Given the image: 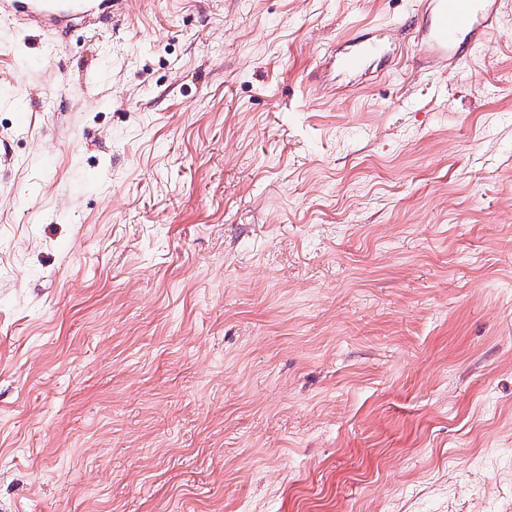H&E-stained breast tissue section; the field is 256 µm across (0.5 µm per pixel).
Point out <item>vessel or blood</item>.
<instances>
[{"label": "vessel or blood", "mask_w": 512, "mask_h": 512, "mask_svg": "<svg viewBox=\"0 0 512 512\" xmlns=\"http://www.w3.org/2000/svg\"><path fill=\"white\" fill-rule=\"evenodd\" d=\"M498 0H423L430 17L419 30L423 53L458 63L479 51L496 23ZM24 17L50 34L67 33L76 19L90 18L87 0H0V19Z\"/></svg>", "instance_id": "b4317fda"}]
</instances>
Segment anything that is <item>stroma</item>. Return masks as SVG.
<instances>
[{
  "label": "stroma",
  "instance_id": "stroma-1",
  "mask_svg": "<svg viewBox=\"0 0 512 512\" xmlns=\"http://www.w3.org/2000/svg\"><path fill=\"white\" fill-rule=\"evenodd\" d=\"M419 2L0 21V512H512V0ZM498 0H424L430 24L418 30L423 53L459 63L479 51L496 23Z\"/></svg>",
  "mask_w": 512,
  "mask_h": 512
}]
</instances>
